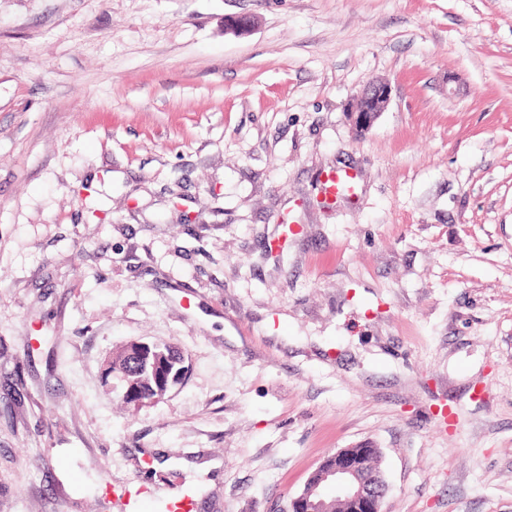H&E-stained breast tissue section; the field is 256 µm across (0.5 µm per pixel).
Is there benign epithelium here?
Segmentation results:
<instances>
[{"label": "benign epithelium", "mask_w": 512, "mask_h": 512, "mask_svg": "<svg viewBox=\"0 0 512 512\" xmlns=\"http://www.w3.org/2000/svg\"><path fill=\"white\" fill-rule=\"evenodd\" d=\"M391 99V86L385 82H372L364 87L357 103L348 111L347 116L352 128L358 132L368 131ZM185 369L171 374L162 372L161 388L155 401H160L177 385L181 384ZM331 467L325 469L314 481L308 491L289 500L288 512H327L328 504L323 491L324 486L335 489L336 501L352 507H361L364 512H382L381 505L385 496L384 479L378 473H370L354 457L353 449L341 448L330 455Z\"/></svg>", "instance_id": "benign-epithelium-1"}]
</instances>
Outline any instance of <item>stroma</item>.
Wrapping results in <instances>:
<instances>
[{
	"label": "stroma",
	"mask_w": 512,
	"mask_h": 512,
	"mask_svg": "<svg viewBox=\"0 0 512 512\" xmlns=\"http://www.w3.org/2000/svg\"><path fill=\"white\" fill-rule=\"evenodd\" d=\"M133 340L188 366L138 408ZM361 446L383 512H512V0H0V512H285ZM391 91V86L385 82H372L364 87L356 105L347 113L348 120L357 133H365L374 125L387 108Z\"/></svg>",
	"instance_id": "1"
}]
</instances>
